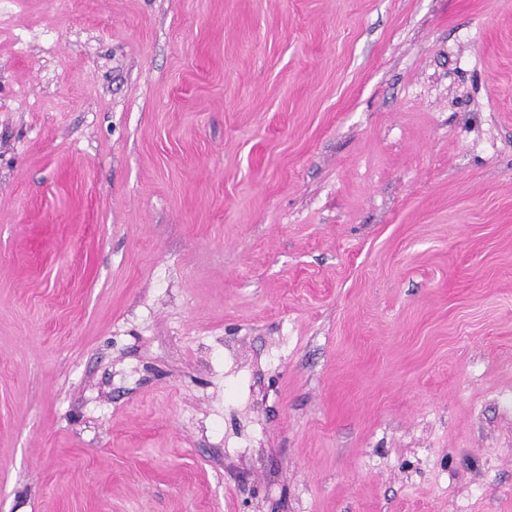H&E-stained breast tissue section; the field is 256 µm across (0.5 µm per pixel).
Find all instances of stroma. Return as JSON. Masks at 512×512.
<instances>
[{
	"label": "stroma",
	"mask_w": 512,
	"mask_h": 512,
	"mask_svg": "<svg viewBox=\"0 0 512 512\" xmlns=\"http://www.w3.org/2000/svg\"><path fill=\"white\" fill-rule=\"evenodd\" d=\"M0 512H512V0H0Z\"/></svg>",
	"instance_id": "35a3bbf8"
}]
</instances>
